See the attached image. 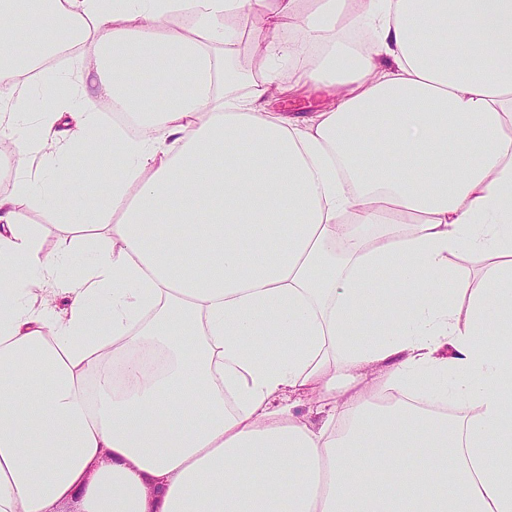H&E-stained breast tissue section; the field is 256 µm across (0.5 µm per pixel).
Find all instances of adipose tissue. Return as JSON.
I'll list each match as a JSON object with an SVG mask.
<instances>
[{
  "mask_svg": "<svg viewBox=\"0 0 512 512\" xmlns=\"http://www.w3.org/2000/svg\"><path fill=\"white\" fill-rule=\"evenodd\" d=\"M39 2L0 139L61 165L87 91L126 118L95 196L0 194V512H512V0ZM74 39L79 82L39 69ZM35 203L109 246L46 258ZM331 100L327 91H317L307 96L288 102H273L271 108L276 112H288L290 116H303L316 112L326 106Z\"/></svg>",
  "mask_w": 512,
  "mask_h": 512,
  "instance_id": "1",
  "label": "adipose tissue"
}]
</instances>
